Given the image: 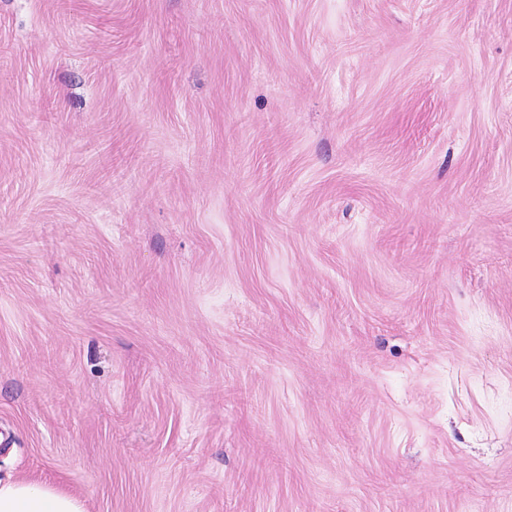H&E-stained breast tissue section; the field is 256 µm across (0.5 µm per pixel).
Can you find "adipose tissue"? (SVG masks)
Segmentation results:
<instances>
[{
    "mask_svg": "<svg viewBox=\"0 0 512 512\" xmlns=\"http://www.w3.org/2000/svg\"><path fill=\"white\" fill-rule=\"evenodd\" d=\"M0 512H86L83 502L27 480L0 482Z\"/></svg>",
    "mask_w": 512,
    "mask_h": 512,
    "instance_id": "obj_1",
    "label": "adipose tissue"
}]
</instances>
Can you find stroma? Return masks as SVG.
<instances>
[{"mask_svg":"<svg viewBox=\"0 0 512 512\" xmlns=\"http://www.w3.org/2000/svg\"><path fill=\"white\" fill-rule=\"evenodd\" d=\"M15 479L512 512V0H0Z\"/></svg>","mask_w":512,"mask_h":512,"instance_id":"obj_1","label":"stroma"}]
</instances>
